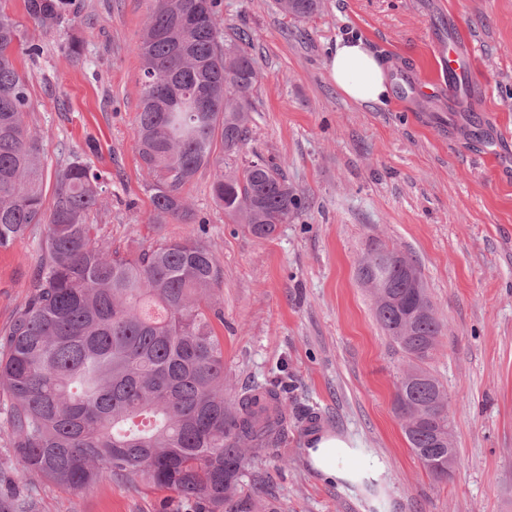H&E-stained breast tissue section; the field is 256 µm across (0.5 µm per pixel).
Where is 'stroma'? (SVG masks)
I'll use <instances>...</instances> for the list:
<instances>
[{"label": "stroma", "mask_w": 512, "mask_h": 512, "mask_svg": "<svg viewBox=\"0 0 512 512\" xmlns=\"http://www.w3.org/2000/svg\"><path fill=\"white\" fill-rule=\"evenodd\" d=\"M153 0H74L70 20L44 36L24 0L6 8L38 59L18 55L34 109L27 124L47 175L72 156L102 176L100 208L89 218L113 247L137 250L158 236L179 239L189 225L144 224L152 205L135 136L141 63L135 51ZM224 41L236 29L252 39L255 110L244 155L282 163L307 207L259 240L231 224L212 198L213 173L187 185L205 216L199 238L218 257L224 286L226 397L287 377L288 402L317 413V431L348 437L380 458L382 484L340 486L313 470V432L288 425L277 455L251 463L245 492L263 485L276 512H512V0H323L298 21L276 0H218ZM459 34L473 42L485 92L462 111L436 73V43ZM357 35L406 75L417 93L393 89L380 106L345 100L329 81L327 55ZM80 57L65 53L69 36ZM415 260L445 323L430 371L448 392L456 461L435 483L407 445L394 410L408 362L385 335L355 268L369 239ZM36 239L0 250V328L25 303ZM0 411V490L31 494L38 512H172L170 493L132 487L101 473L74 491L22 469Z\"/></svg>", "instance_id": "1"}]
</instances>
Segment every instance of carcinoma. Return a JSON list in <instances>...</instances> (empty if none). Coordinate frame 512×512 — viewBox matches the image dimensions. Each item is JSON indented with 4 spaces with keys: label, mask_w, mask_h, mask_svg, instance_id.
Listing matches in <instances>:
<instances>
[{
    "label": "carcinoma",
    "mask_w": 512,
    "mask_h": 512,
    "mask_svg": "<svg viewBox=\"0 0 512 512\" xmlns=\"http://www.w3.org/2000/svg\"><path fill=\"white\" fill-rule=\"evenodd\" d=\"M136 52L143 67L138 152L157 228L203 224L185 187L213 171L214 202L255 238L305 209L283 166L259 154L239 160L247 141L256 61L224 46L217 0H154ZM322 0H278L294 19ZM46 35L72 0H24ZM29 43L0 5V249L42 231L38 273L25 304L0 331V392L12 447L24 462L19 482L40 476L80 491L105 470L137 487L167 491L194 512H274L256 492L241 494L246 467L288 435V397L278 386L224 397V346L212 319L224 270L194 234L160 237L135 253L112 248L89 223L102 181L74 156L55 175L45 208V165L26 124L33 102L16 50ZM398 248L371 240L358 261L364 286L380 282L375 317L408 359L394 404L410 450L437 482L448 480L455 448L448 393L426 367L444 322L425 288L392 262ZM36 504L0 494V512Z\"/></svg>",
    "instance_id": "cac0c4a2"
}]
</instances>
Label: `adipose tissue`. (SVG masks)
I'll use <instances>...</instances> for the list:
<instances>
[{"instance_id":"1","label":"adipose tissue","mask_w":512,"mask_h":512,"mask_svg":"<svg viewBox=\"0 0 512 512\" xmlns=\"http://www.w3.org/2000/svg\"><path fill=\"white\" fill-rule=\"evenodd\" d=\"M326 69L337 91L355 104L381 105L390 96L389 65L362 38L338 39ZM305 452L313 469L333 483L357 486L386 480L385 466L379 458L358 459L351 442L340 436H313Z\"/></svg>"}]
</instances>
